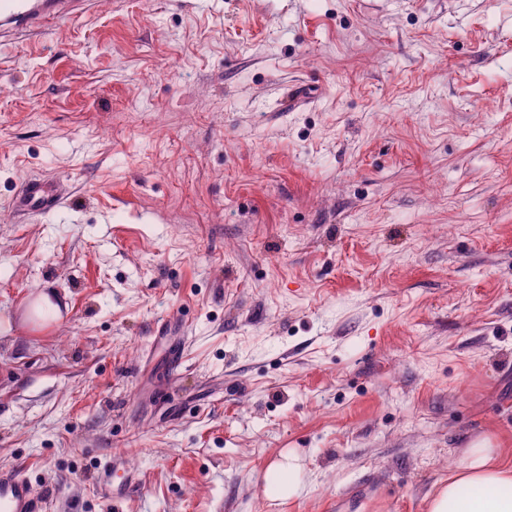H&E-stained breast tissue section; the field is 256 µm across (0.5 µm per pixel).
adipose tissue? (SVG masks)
Returning <instances> with one entry per match:
<instances>
[{"mask_svg": "<svg viewBox=\"0 0 512 512\" xmlns=\"http://www.w3.org/2000/svg\"><path fill=\"white\" fill-rule=\"evenodd\" d=\"M301 470L298 458L290 453L272 463L264 477L266 496L295 497ZM429 512H512V467L503 464L495 440L468 442L456 470L439 481Z\"/></svg>", "mask_w": 512, "mask_h": 512, "instance_id": "ef3b65f1", "label": "adipose tissue"}]
</instances>
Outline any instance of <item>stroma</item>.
<instances>
[{
    "label": "stroma",
    "instance_id": "1",
    "mask_svg": "<svg viewBox=\"0 0 512 512\" xmlns=\"http://www.w3.org/2000/svg\"><path fill=\"white\" fill-rule=\"evenodd\" d=\"M480 436L512 464V0H93L0 44V468L47 512H428ZM63 182L58 180L48 183L41 180H25L21 184V191L16 198L15 206L18 211H50L55 209L63 196H61ZM302 466L299 459L291 454L282 455V459L272 463L266 470L265 494L270 499H291L297 495L301 486L299 478ZM122 472L120 481L114 476ZM136 472L132 470L126 459L121 455L110 456L109 460L99 468L94 476V484L101 498L106 500L123 499L129 487L135 481Z\"/></svg>",
    "mask_w": 512,
    "mask_h": 512
}]
</instances>
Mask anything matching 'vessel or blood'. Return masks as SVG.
<instances>
[{
  "label": "vessel or blood",
  "mask_w": 512,
  "mask_h": 512,
  "mask_svg": "<svg viewBox=\"0 0 512 512\" xmlns=\"http://www.w3.org/2000/svg\"><path fill=\"white\" fill-rule=\"evenodd\" d=\"M90 0H0V42L17 33L48 29L65 17L79 18ZM63 189L62 182L26 180L15 206L20 211L55 209ZM136 473L120 455L110 456L94 476L101 498L123 499L135 481ZM45 500L19 471L0 470V512H44Z\"/></svg>",
  "instance_id": "b4317fda"
}]
</instances>
